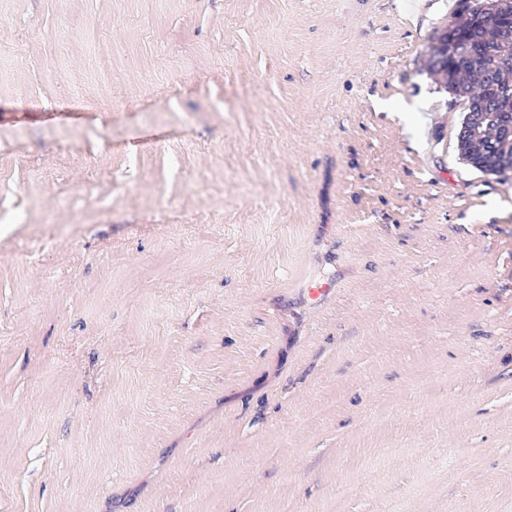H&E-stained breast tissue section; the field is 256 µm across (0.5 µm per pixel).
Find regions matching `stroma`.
<instances>
[{"label":"stroma","mask_w":512,"mask_h":512,"mask_svg":"<svg viewBox=\"0 0 512 512\" xmlns=\"http://www.w3.org/2000/svg\"><path fill=\"white\" fill-rule=\"evenodd\" d=\"M454 7L0 0V512H512Z\"/></svg>","instance_id":"obj_1"}]
</instances>
